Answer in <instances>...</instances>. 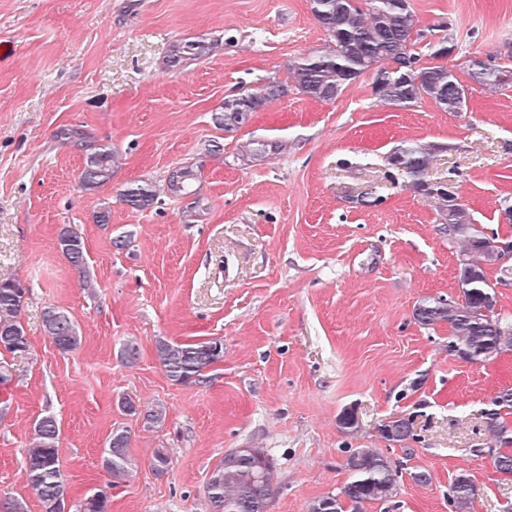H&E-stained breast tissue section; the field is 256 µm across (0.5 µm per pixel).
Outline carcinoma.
<instances>
[{"instance_id": "carcinoma-1", "label": "carcinoma", "mask_w": 512, "mask_h": 512, "mask_svg": "<svg viewBox=\"0 0 512 512\" xmlns=\"http://www.w3.org/2000/svg\"><path fill=\"white\" fill-rule=\"evenodd\" d=\"M311 11L328 36L324 50L305 56L289 65L290 78L296 90L320 102H331L362 74H374L372 92L382 103L394 108H408L422 99L431 100L443 112H460L466 103L467 88L445 65L421 66L412 51L424 33L416 29L407 0H311ZM216 44L205 40L177 41L170 46L166 59L169 70H181L205 58ZM471 79L496 90L502 85V72L477 58L469 60ZM288 94V85L269 81L224 101L214 116L216 126L226 134L245 127L256 112L280 96ZM55 137L64 143L82 148L85 164L78 181L86 192H94L112 180L117 156L109 145L102 146L79 128H61ZM281 148L265 141L251 143L242 160L260 162L269 153ZM441 146L408 144L395 147L387 156L392 168L410 179L418 192L438 200L440 230L461 244L458 276L464 301L456 302L442 296L420 300L413 310L414 321L423 328L448 324V348L471 362L492 360L512 351V319L495 311L490 300L493 286L486 269L496 265L488 242L499 234L487 233L476 224L468 207L459 202L457 192H448V183L430 179L431 159ZM198 173L191 165L176 168L167 179L170 197L184 202L180 214L190 223L203 211L202 198L196 183ZM157 193L149 183L127 186L121 201L134 210L152 206ZM58 246L74 270L86 271V248L82 236L70 227L61 229ZM27 289L13 280H0V350L21 355L28 350L20 314ZM43 326L52 342L61 351L75 349L80 343L76 324L56 307L43 313ZM157 359L167 378L175 384L195 382L211 365L224 357L220 340L201 344H173L160 341ZM131 415L137 408L123 403ZM512 411V386L497 390L491 407L485 411L486 429L495 438L492 461L495 469L512 476V425L506 416ZM145 425L155 427L165 421L167 411L161 405L139 413ZM57 421L46 416L34 427L32 441L26 448L28 481L38 496L43 512H66L67 483L59 464ZM385 438L402 444L413 437L412 422L405 418L390 421L383 429ZM130 435L125 429L112 431L102 451V466L115 480L125 478L132 466ZM346 465L350 481L336 493L319 497L308 506V512H363L369 502L393 498L401 475L399 465L380 453L366 448L354 449ZM475 485L466 471H459L448 489L451 512H469ZM277 494L274 462L265 449L232 448L213 469L206 497L210 512H269ZM108 498L95 493L80 505L83 512H108Z\"/></svg>"}]
</instances>
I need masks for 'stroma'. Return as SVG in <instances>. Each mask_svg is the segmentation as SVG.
Here are the masks:
<instances>
[{
    "instance_id": "obj_1",
    "label": "stroma",
    "mask_w": 512,
    "mask_h": 512,
    "mask_svg": "<svg viewBox=\"0 0 512 512\" xmlns=\"http://www.w3.org/2000/svg\"><path fill=\"white\" fill-rule=\"evenodd\" d=\"M408 3L418 28L448 24L456 49L443 63L468 88L463 111L427 99L383 105L367 73L329 103L289 90L227 135L213 122L225 98L288 82L289 64L326 45L310 0H0V41L13 47L0 62V279L27 289L29 342L26 353H0L12 371L0 390V498L43 512L25 449L50 415L70 512L98 489L110 512H210L212 470L247 445L275 462L270 512H307L337 492L357 448L401 464L395 497L364 512H449L461 470L476 486L470 512H512V477L496 471L483 420L512 385V352L470 362L449 352L447 325L413 321L420 299L462 300L458 247L439 230L436 200L386 162L402 144L439 145L431 179L453 183L476 223L512 235L501 213L512 204V0ZM217 38L209 57L167 69L173 42ZM472 58L500 69L505 86L472 82ZM63 127L117 153L98 191L79 187L84 152L54 140ZM210 140L223 154L204 155ZM258 140L280 149L240 160ZM192 163L205 208L185 224L165 184ZM138 182L157 191L145 210L120 200ZM363 195L371 206L357 204ZM104 201L111 218L100 224ZM66 226L85 242L92 287L57 245ZM53 306L77 324L76 349L61 352L45 333ZM162 340H219L224 357L201 381L175 385L157 360ZM154 404L167 416L150 428L139 412ZM348 409L353 432L340 425ZM398 418L413 425L403 446L382 433ZM119 427L134 466L115 484L100 457ZM159 450L170 459L161 475L151 467ZM419 468L429 485L412 480Z\"/></svg>"
}]
</instances>
